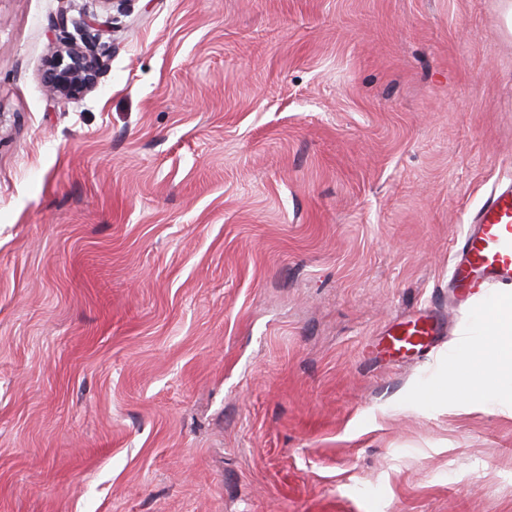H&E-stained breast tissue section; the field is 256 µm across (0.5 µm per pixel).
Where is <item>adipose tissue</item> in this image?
<instances>
[{
    "instance_id": "obj_1",
    "label": "adipose tissue",
    "mask_w": 512,
    "mask_h": 512,
    "mask_svg": "<svg viewBox=\"0 0 512 512\" xmlns=\"http://www.w3.org/2000/svg\"><path fill=\"white\" fill-rule=\"evenodd\" d=\"M479 334L467 351L452 356L436 392L448 401L475 406L497 401L512 409V289L480 316Z\"/></svg>"
}]
</instances>
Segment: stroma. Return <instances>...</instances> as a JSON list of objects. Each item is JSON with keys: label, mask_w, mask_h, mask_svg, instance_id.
<instances>
[{"label": "stroma", "mask_w": 512, "mask_h": 512, "mask_svg": "<svg viewBox=\"0 0 512 512\" xmlns=\"http://www.w3.org/2000/svg\"><path fill=\"white\" fill-rule=\"evenodd\" d=\"M510 176L498 0H0V512H512V414L428 397ZM67 13H60L53 26L62 33L65 43L60 46L42 73L44 87L53 98H79L93 91L98 85L101 72L100 45L95 35L90 36L88 29L97 25L94 21L72 20L75 31L80 32L82 45L68 32ZM453 261L450 283L460 301L484 285H512V185L490 191ZM433 331H434V328L432 325H430V324L419 325L418 320H416L415 322H413V327L411 329L407 330L405 328L400 327L397 330L395 336H400L397 339L399 342H404L406 344L413 345V346L405 347V350L409 351V350H415L417 348L422 349V348L428 346V337L433 333ZM402 336H416V338H415L416 342L409 343L408 340H406V337H402Z\"/></svg>", "instance_id": "obj_1"}]
</instances>
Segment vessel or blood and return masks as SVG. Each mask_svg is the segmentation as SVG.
<instances>
[{
  "label": "vessel or blood",
  "instance_id": "vessel-or-blood-1",
  "mask_svg": "<svg viewBox=\"0 0 512 512\" xmlns=\"http://www.w3.org/2000/svg\"><path fill=\"white\" fill-rule=\"evenodd\" d=\"M450 283L462 300L484 285H512V185L492 189L473 214Z\"/></svg>",
  "mask_w": 512,
  "mask_h": 512
}]
</instances>
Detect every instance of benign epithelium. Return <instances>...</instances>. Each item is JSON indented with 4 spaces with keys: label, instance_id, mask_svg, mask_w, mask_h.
<instances>
[{
    "label": "benign epithelium",
    "instance_id": "obj_1",
    "mask_svg": "<svg viewBox=\"0 0 512 512\" xmlns=\"http://www.w3.org/2000/svg\"><path fill=\"white\" fill-rule=\"evenodd\" d=\"M81 33V41L68 33V25ZM95 25L87 19L69 20L62 12L54 21V27L66 34L60 46L42 73L44 87L53 98H79L93 91L98 85L101 72L99 41L88 29Z\"/></svg>",
    "mask_w": 512,
    "mask_h": 512
}]
</instances>
